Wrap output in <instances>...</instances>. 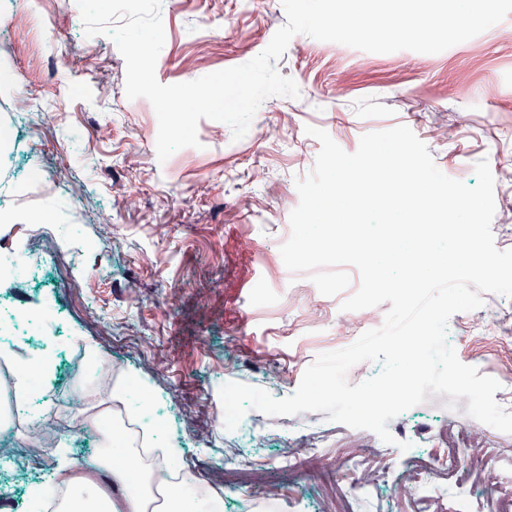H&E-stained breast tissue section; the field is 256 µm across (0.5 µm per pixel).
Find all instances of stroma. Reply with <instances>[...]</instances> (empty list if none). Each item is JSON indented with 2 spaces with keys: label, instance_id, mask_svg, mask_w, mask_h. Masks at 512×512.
<instances>
[{
  "label": "stroma",
  "instance_id": "stroma-1",
  "mask_svg": "<svg viewBox=\"0 0 512 512\" xmlns=\"http://www.w3.org/2000/svg\"><path fill=\"white\" fill-rule=\"evenodd\" d=\"M240 4H162L158 81L188 82L245 64L287 22L281 0H254L248 11ZM1 37L8 48L0 52L7 72L0 118L18 128L19 151L0 164V208L57 214L50 227L34 220L19 230L39 253L77 237L96 243L93 251L67 254L63 267L0 286L2 305L55 307L58 367L42 415L62 428L69 455L89 465L100 454L95 437L79 431L70 400L72 390L86 389L81 365L97 353L100 372L119 370L155 397L167 422L162 436L182 443L184 468L210 493H221L223 512H325L333 485L377 474L375 433L323 412L269 417L251 410L235 434L224 429L219 389L238 382L288 397L317 355L381 327L388 310L375 306L373 320L362 321L342 310L346 293L324 296L309 273L284 266L280 247L299 203L296 181L312 171L320 150L306 127L325 130L352 153L364 134L408 126L441 172L470 185L476 163L488 160L494 242L512 249V14L437 54L369 53L296 35L277 68L296 82L299 97L266 99L238 141L226 124L200 120L199 146L163 162L152 104L127 98L123 57L110 38L86 36L76 0H5ZM16 87L31 94L29 112L12 113ZM461 113L466 122H458ZM28 167L49 179L67 173L83 192L24 196L20 173ZM247 237L256 252L245 250ZM469 320L460 312L448 323L458 358L502 382L512 375V349L470 340ZM447 402L430 397L390 421L391 434L425 454L437 447L439 431L454 430L474 462L499 472L496 453L512 447V434L468 416L467 399L453 409ZM289 425L307 427V452L323 467L270 468ZM234 447L260 473L252 485L224 484L225 454ZM354 450L369 458L367 468L337 469V459ZM36 474L24 459L0 473V512H16ZM405 483L401 471L376 485L374 503L362 512H436L401 495ZM272 489L280 500H268Z\"/></svg>",
  "mask_w": 512,
  "mask_h": 512
}]
</instances>
